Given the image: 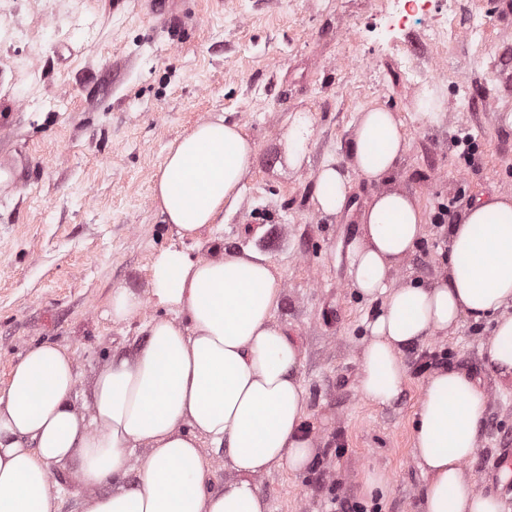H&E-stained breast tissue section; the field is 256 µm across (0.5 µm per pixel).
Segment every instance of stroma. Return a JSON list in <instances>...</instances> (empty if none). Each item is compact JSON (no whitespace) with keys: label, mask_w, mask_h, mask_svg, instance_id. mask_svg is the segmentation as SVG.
I'll list each match as a JSON object with an SVG mask.
<instances>
[{"label":"stroma","mask_w":512,"mask_h":512,"mask_svg":"<svg viewBox=\"0 0 512 512\" xmlns=\"http://www.w3.org/2000/svg\"><path fill=\"white\" fill-rule=\"evenodd\" d=\"M388 0H0V385L33 345L71 352L83 379L138 345L146 306L105 317L112 291L144 290L169 237L151 202L169 144L215 115L239 124L257 155L240 201L211 225L225 253L269 254L281 274L274 312L302 349L300 376L321 454L308 470L258 478L269 512H327L330 500L368 512H415L423 476L410 431L423 376L380 408L358 391L359 352L373 301L349 286L348 248L374 187L347 153L358 114L379 103L404 123L394 184L425 216L462 215L477 198L512 193V21L499 0H456L450 40L424 42L420 16L391 20ZM493 17L483 40L469 22ZM475 106L459 110L458 93ZM313 122L308 161L281 163L278 140L294 112ZM347 171L351 211L335 221L312 208L325 162ZM448 228L427 224L401 275L436 281ZM493 324L462 323L424 342L478 377L487 396L479 450L467 468L512 444V383L486 369ZM388 475L365 498V472Z\"/></svg>","instance_id":"stroma-1"}]
</instances>
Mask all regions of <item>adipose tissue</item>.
I'll use <instances>...</instances> for the list:
<instances>
[{"mask_svg": "<svg viewBox=\"0 0 512 512\" xmlns=\"http://www.w3.org/2000/svg\"><path fill=\"white\" fill-rule=\"evenodd\" d=\"M311 136L309 114L295 112L280 140L289 168L302 169ZM406 143L403 122L379 105L362 110L348 143L353 170L377 187L359 215L350 286L379 303L358 389L381 407L402 392L406 349L454 333L465 318L493 320L486 364L512 382V195L478 199L449 225L439 281H396L424 236L418 200L393 185ZM255 157L243 128L220 116L169 146L152 202L172 242L152 262L147 295L114 289L106 311L116 324L148 303L165 314L143 324L145 342L133 355L93 376L86 399L78 397L73 356L54 342L34 345L13 366L0 391V512H59L52 471L68 466L88 491L83 512H268L256 478L282 468L300 473L316 459L300 349L273 320L275 262L258 251L192 252L202 230L238 204ZM349 200L347 173L324 163L315 211L332 218ZM485 403L478 380L458 367L429 372L412 425L413 456L427 477L417 512H504L465 470ZM207 442L226 448L231 476L220 487L202 451Z\"/></svg>", "mask_w": 512, "mask_h": 512, "instance_id": "ef3b65f1", "label": "adipose tissue"}]
</instances>
